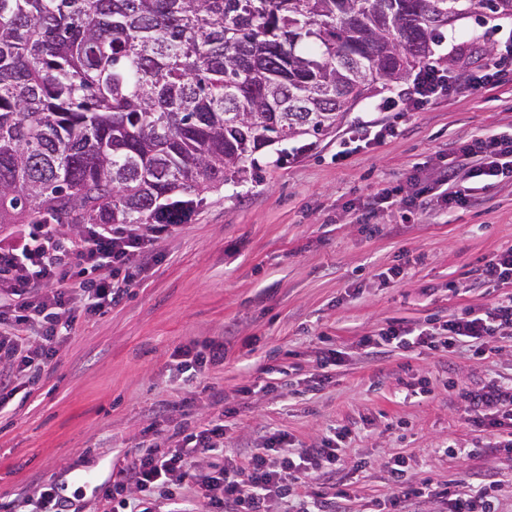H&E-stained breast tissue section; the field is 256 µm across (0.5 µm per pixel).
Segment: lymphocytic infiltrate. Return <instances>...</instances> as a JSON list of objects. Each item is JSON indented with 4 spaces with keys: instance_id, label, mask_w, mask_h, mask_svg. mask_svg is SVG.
<instances>
[{
    "instance_id": "f902f5d3",
    "label": "lymphocytic infiltrate",
    "mask_w": 512,
    "mask_h": 512,
    "mask_svg": "<svg viewBox=\"0 0 512 512\" xmlns=\"http://www.w3.org/2000/svg\"><path fill=\"white\" fill-rule=\"evenodd\" d=\"M495 61L460 81L449 69L432 61L420 66L410 83L390 97V107L417 112L441 96L454 97L460 91L481 94L492 82ZM498 178L512 179V139L481 134L459 150L456 161L437 173L438 184L447 188L448 208L467 207L475 191L474 183ZM168 224H89L75 238L67 236L59 224H23L0 236V364L9 376H0V405L14 393V379L30 387L39 385L45 368L57 357L62 332L73 331L84 314L101 311L119 303L129 283L153 252L156 243L171 233ZM512 328V297L487 306L482 312L467 309L451 315L441 332L411 334L393 322L380 336L360 341L368 349L381 344L413 345L431 350L471 344L473 356L485 353L484 342L499 331ZM512 401V387L489 381L466 395V417L471 425L491 428L488 445L512 452V409L501 417L489 418V411L503 401ZM348 430L323 436L309 447L284 448V435H266L260 448L242 461L229 460L224 466L203 473L197 458L224 452V421L215 419L201 430L181 439L174 453H158L143 448L128 467L124 481L102 487V497L112 504V512H149L146 502L158 496L168 502L169 512H195L193 503L181 494L190 483L202 490L204 512H342L344 488L334 495L311 490L309 481L319 469L340 470ZM404 460L390 457L382 462L397 490L389 499L390 512H407L409 503L431 499L450 507V512H496L495 485L475 494H461L452 483L426 489H402ZM133 487L135 496L125 493Z\"/></svg>"
}]
</instances>
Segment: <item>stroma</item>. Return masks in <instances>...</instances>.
Masks as SVG:
<instances>
[{"instance_id": "35a3bbf8", "label": "stroma", "mask_w": 512, "mask_h": 512, "mask_svg": "<svg viewBox=\"0 0 512 512\" xmlns=\"http://www.w3.org/2000/svg\"><path fill=\"white\" fill-rule=\"evenodd\" d=\"M512 20L458 21L436 47L460 72L500 58L495 86L480 96L440 98L425 110L379 112L372 94L334 132L263 149L246 176L207 193L190 219L156 248L124 299L82 316L65 336L39 389H18L0 410V504L31 512L40 484L70 494L75 512H103L98 492L72 479L112 483L142 443L173 450L177 435L227 411L224 455L256 447L269 432L311 444L338 426L351 430L346 512H375L393 491L382 459L404 457L405 484L432 477L499 485L496 512H512V456L495 448L467 455L478 434L466 421V390L512 383V328L483 358L464 348L392 350L375 358L359 345L386 321L437 327L449 314L480 309L512 285L477 281L479 259L512 246V180L479 190L478 205L447 210L430 184L412 217L399 204L356 221L354 206L381 190L426 177L456 159L472 136H512ZM396 126L354 148L362 121ZM346 150L345 161L336 153ZM406 265L397 284L387 272ZM458 289H450V282ZM224 344L222 364L186 382L174 352L193 342ZM341 352L318 369L319 349ZM251 386L250 397L240 389ZM189 400L183 412L172 404ZM461 453L444 454L448 443ZM370 460L365 471L354 469Z\"/></svg>"}]
</instances>
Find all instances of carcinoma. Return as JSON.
I'll use <instances>...</instances> for the list:
<instances>
[{"label": "carcinoma", "mask_w": 512, "mask_h": 512, "mask_svg": "<svg viewBox=\"0 0 512 512\" xmlns=\"http://www.w3.org/2000/svg\"><path fill=\"white\" fill-rule=\"evenodd\" d=\"M512 0H0V224H182Z\"/></svg>", "instance_id": "cac0c4a2"}]
</instances>
